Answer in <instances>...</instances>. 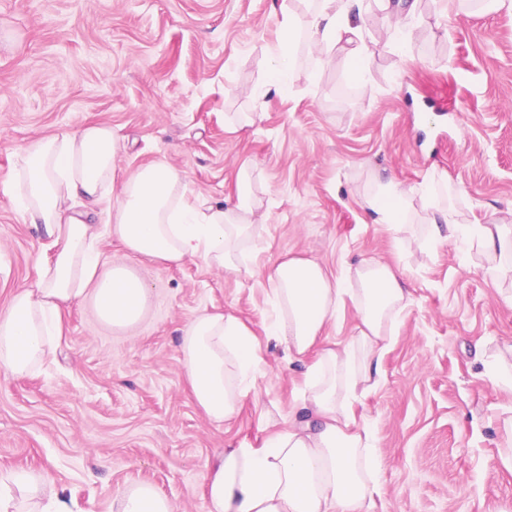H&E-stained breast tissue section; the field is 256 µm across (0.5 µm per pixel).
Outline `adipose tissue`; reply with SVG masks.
<instances>
[{
    "label": "adipose tissue",
    "mask_w": 512,
    "mask_h": 512,
    "mask_svg": "<svg viewBox=\"0 0 512 512\" xmlns=\"http://www.w3.org/2000/svg\"><path fill=\"white\" fill-rule=\"evenodd\" d=\"M363 0H319L304 23L282 9L283 39L269 83L287 92L293 70L289 38L303 25L314 44L359 37ZM123 150L110 126L89 125L32 142L17 157L18 171L0 192L15 197L24 220L35 224L53 251L36 259L35 277L0 309V372L30 373L49 360L63 338L62 313L91 302L99 318L115 327L137 323L149 288L129 261L145 257L180 264L200 258L218 269L250 270L245 252L253 205L246 184L229 209L190 202L179 174L163 162L139 169L117 200H110L115 161ZM408 193L385 183L369 201L379 223L403 230ZM428 217L422 242H477L489 273L512 259V230L504 224H463L425 193ZM105 215L112 237L124 248L103 256L91 218ZM277 312L268 333L283 341L291 359L305 365L302 419L272 427L261 446L241 443L207 466L208 512H370L380 491L372 473L376 449L367 428L357 427L350 400L375 385L392 342L396 316L412 297L402 266L361 262L331 278L311 258H291L273 269ZM357 284L359 325L349 343L329 340L323 330L336 315L348 284ZM179 350L191 394L215 424L237 412L244 387L261 363L260 345L237 317L196 315L183 330ZM173 504L146 483L119 489L112 512H173ZM0 512H68L65 491L54 480L28 472L0 471Z\"/></svg>",
    "instance_id": "1"
}]
</instances>
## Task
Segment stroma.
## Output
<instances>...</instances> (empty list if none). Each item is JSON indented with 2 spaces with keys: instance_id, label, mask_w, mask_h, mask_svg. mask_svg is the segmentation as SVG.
<instances>
[{
  "instance_id": "stroma-1",
  "label": "stroma",
  "mask_w": 512,
  "mask_h": 512,
  "mask_svg": "<svg viewBox=\"0 0 512 512\" xmlns=\"http://www.w3.org/2000/svg\"><path fill=\"white\" fill-rule=\"evenodd\" d=\"M284 3L305 19L308 0H0V184L33 141L106 124L126 144L114 190L155 161L209 206H233L247 181L260 252L250 273L134 260L151 294L129 328L88 303L67 310L51 361L0 372V471L53 478L72 512H112L132 483L174 512H207V459L261 445L300 404L305 368L265 334L273 267L309 257L336 277L398 260L413 302L378 383L353 402L381 451L373 512H512V390L494 383L512 345V272L488 274L475 244L422 248L416 193L400 233L366 204L389 180L433 184L461 223L512 225V12L417 0L405 54L367 0L359 44H296L282 95L267 77ZM42 243L0 193V308L32 280ZM205 310L234 313L261 345L253 388L220 426L194 402L178 350Z\"/></svg>"
}]
</instances>
